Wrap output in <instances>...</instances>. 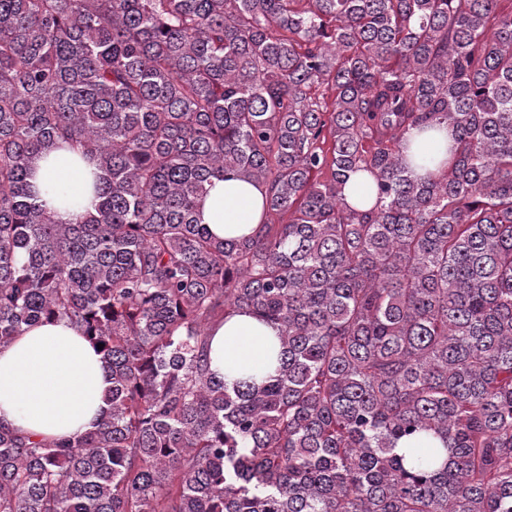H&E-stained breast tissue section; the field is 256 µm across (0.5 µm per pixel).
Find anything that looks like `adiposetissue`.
I'll return each mask as SVG.
<instances>
[{
    "instance_id": "adipose-tissue-1",
    "label": "adipose tissue",
    "mask_w": 512,
    "mask_h": 512,
    "mask_svg": "<svg viewBox=\"0 0 512 512\" xmlns=\"http://www.w3.org/2000/svg\"><path fill=\"white\" fill-rule=\"evenodd\" d=\"M39 199L61 220L69 202L91 207L93 167L77 154L54 151L34 167ZM265 186L237 177L213 180L198 219L217 237L252 234L265 220ZM211 369L221 374L232 361L271 373L274 330L240 313L212 331ZM110 386L102 356L63 321L29 328L0 347V426L34 436L75 438L95 429L107 407Z\"/></svg>"
}]
</instances>
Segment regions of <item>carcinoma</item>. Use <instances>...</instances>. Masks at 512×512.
I'll return each instance as SVG.
<instances>
[{
    "mask_svg": "<svg viewBox=\"0 0 512 512\" xmlns=\"http://www.w3.org/2000/svg\"><path fill=\"white\" fill-rule=\"evenodd\" d=\"M54 150L95 167L65 222ZM229 172L266 221L220 239ZM236 313L274 375L211 370ZM44 319L108 408L1 427L0 512H512V0H0V347ZM93 171V166L77 154L57 150L35 164L32 182L39 191L40 201L54 208L59 219L66 221L72 208L62 205L56 198L59 196L90 208L96 200ZM232 176L214 179L199 208L200 224L219 238L252 234L265 221L266 187Z\"/></svg>",
    "mask_w": 512,
    "mask_h": 512,
    "instance_id": "1",
    "label": "carcinoma"
}]
</instances>
